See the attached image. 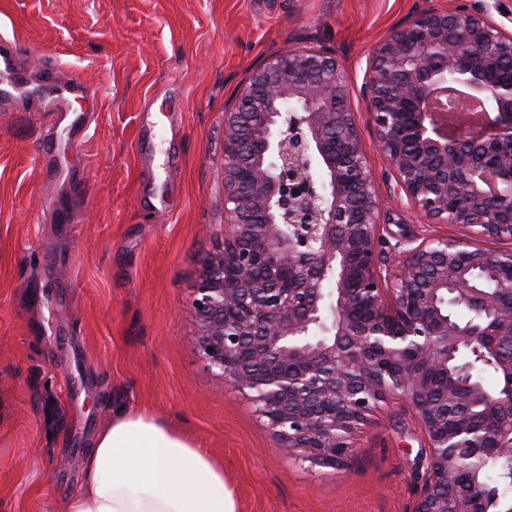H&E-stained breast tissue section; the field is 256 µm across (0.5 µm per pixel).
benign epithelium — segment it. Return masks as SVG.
<instances>
[{"instance_id":"1","label":"benign epithelium","mask_w":512,"mask_h":512,"mask_svg":"<svg viewBox=\"0 0 512 512\" xmlns=\"http://www.w3.org/2000/svg\"><path fill=\"white\" fill-rule=\"evenodd\" d=\"M508 69V76L502 75ZM456 85L488 119L448 134L424 104ZM377 146L412 208L466 229L384 267L380 209L342 62L290 50L252 68L224 111V249L204 261L192 307L211 366L247 393L281 450L334 466L379 402L407 401L432 453L414 512H472L448 496L459 451L512 458V361L494 395L448 380V362L512 337V30L484 0L424 10L391 29L365 71ZM484 311L483 325L450 307ZM487 405L480 425L467 410Z\"/></svg>"}]
</instances>
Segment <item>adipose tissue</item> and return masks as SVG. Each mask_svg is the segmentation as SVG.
<instances>
[{"label": "adipose tissue", "mask_w": 512, "mask_h": 512, "mask_svg": "<svg viewBox=\"0 0 512 512\" xmlns=\"http://www.w3.org/2000/svg\"><path fill=\"white\" fill-rule=\"evenodd\" d=\"M64 512H239L224 466L142 409H117L83 458Z\"/></svg>", "instance_id": "adipose-tissue-1"}]
</instances>
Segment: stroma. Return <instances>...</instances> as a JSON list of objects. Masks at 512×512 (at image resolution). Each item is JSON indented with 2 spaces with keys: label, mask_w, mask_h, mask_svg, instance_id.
<instances>
[{
  "label": "stroma",
  "mask_w": 512,
  "mask_h": 512,
  "mask_svg": "<svg viewBox=\"0 0 512 512\" xmlns=\"http://www.w3.org/2000/svg\"><path fill=\"white\" fill-rule=\"evenodd\" d=\"M457 0H0L32 86L55 64L95 90L85 109H0V512H63L80 460L121 406L141 407L224 464L241 512H413L428 439L381 403L336 466L284 454L248 397L196 346L191 301L224 245V111L251 68L325 47L343 63L380 200L402 248L462 228L419 217L375 148L368 57L420 10ZM165 124L166 140L140 144ZM79 212L82 221L64 215Z\"/></svg>",
  "instance_id": "obj_1"
}]
</instances>
